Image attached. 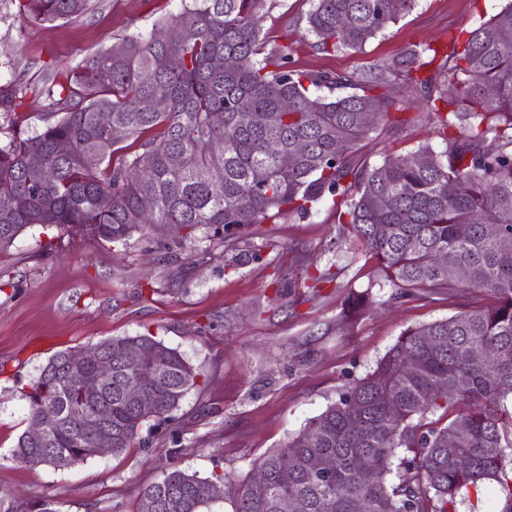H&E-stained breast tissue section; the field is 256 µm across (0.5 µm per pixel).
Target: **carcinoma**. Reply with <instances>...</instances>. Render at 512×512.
<instances>
[{"mask_svg":"<svg viewBox=\"0 0 512 512\" xmlns=\"http://www.w3.org/2000/svg\"><path fill=\"white\" fill-rule=\"evenodd\" d=\"M266 0H181L162 28L130 36L121 52L98 51L44 89L52 109L40 128L13 114L0 141V251L28 228H78L97 241L126 245L172 224L179 246L201 228L249 226L305 214L332 200L338 237L350 232L377 260L396 298L435 290L489 297L485 307L405 329L376 369L357 380L280 448L256 463L261 480L231 482L233 512H458L461 491L499 485L512 512V2L448 45L411 42L399 54L350 73L293 66L295 49L269 39ZM416 0H311L307 46L357 50L396 24ZM90 0H19L18 16L52 23L85 14ZM216 57L236 65L217 69ZM411 86L444 145L430 143L378 165L353 163L372 120L406 110L387 93ZM350 88L313 95L311 88ZM291 109L282 111L283 102ZM112 124L102 123V114ZM249 114L243 123L240 114ZM60 142L70 144L65 154ZM180 164L173 166L169 157ZM423 158L424 164L416 163ZM468 227L462 236L459 229ZM448 252L455 264L436 255ZM348 297L350 312L371 307ZM137 345L152 352V405L138 407L126 388L143 367L128 363ZM497 353L495 359L487 352ZM112 363V381L90 400L82 379L95 358ZM199 374L154 336L111 338L60 351L30 380L29 424L44 423L48 442L23 432L13 458L31 468H61L133 446L149 422L170 421ZM463 400L442 423L428 415ZM98 415L92 427L88 418ZM288 457V467L281 459ZM331 458L334 469L313 468ZM471 460L468 469L458 459ZM372 477L360 478L358 461ZM396 473L397 482L387 480ZM224 475L172 470L140 493L138 512H202ZM0 512H58L45 498L0 491Z\"/></svg>","mask_w":512,"mask_h":512,"instance_id":"1","label":"carcinoma"}]
</instances>
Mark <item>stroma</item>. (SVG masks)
<instances>
[{"label":"stroma","instance_id":"1","mask_svg":"<svg viewBox=\"0 0 512 512\" xmlns=\"http://www.w3.org/2000/svg\"><path fill=\"white\" fill-rule=\"evenodd\" d=\"M506 3L417 0L357 52L301 45L309 0H267L262 25L276 42L297 44L296 68L349 73L411 42L446 44ZM179 7L180 0H91L70 21L24 25L17 0H0V86L22 79L19 110L28 126H42L40 92L61 69L150 32ZM436 140L431 121L411 109L399 123L378 124L355 161L379 164ZM46 240L33 227L0 252V488L52 498L58 512H136L140 490L175 467L246 479L260 457L372 372L406 328L488 302L481 292L452 299L441 290L395 299L363 241L339 235L328 201L274 224L231 225L219 237L202 229L179 248H166V236L155 233L115 248L62 232L50 253ZM365 290L372 310L344 319L347 297ZM148 332L200 374L170 424L143 428L120 455L74 466L33 470L12 460L27 425L21 389L49 358Z\"/></svg>","mask_w":512,"mask_h":512}]
</instances>
